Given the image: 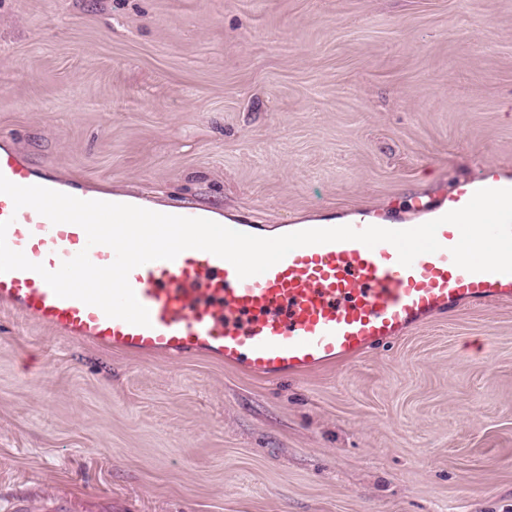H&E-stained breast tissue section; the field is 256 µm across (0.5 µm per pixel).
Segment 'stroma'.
I'll list each match as a JSON object with an SVG mask.
<instances>
[{
  "label": "stroma",
  "mask_w": 512,
  "mask_h": 512,
  "mask_svg": "<svg viewBox=\"0 0 512 512\" xmlns=\"http://www.w3.org/2000/svg\"><path fill=\"white\" fill-rule=\"evenodd\" d=\"M271 226L512 176V0H0V144ZM512 512V302L300 377L0 308V512Z\"/></svg>",
  "instance_id": "35a3bbf8"
}]
</instances>
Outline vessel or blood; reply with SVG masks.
<instances>
[{
	"label": "vessel or blood",
	"mask_w": 512,
	"mask_h": 512,
	"mask_svg": "<svg viewBox=\"0 0 512 512\" xmlns=\"http://www.w3.org/2000/svg\"><path fill=\"white\" fill-rule=\"evenodd\" d=\"M0 174L22 186L40 185L83 200L100 197L94 188L35 174L7 147H0ZM482 188H512V179L491 173L462 182L447 203L422 213L439 218L465 206ZM4 220L10 223L8 246L48 271L83 250L98 266L115 259L109 246H88L80 226L52 224L0 194ZM459 238L456 226H440V250L417 256L408 267L387 242L372 248L357 241L304 246L244 279L230 262L186 250L174 260L152 261L130 272L129 283L149 311L146 327L56 296L32 270L0 273V305L108 349L173 360L205 354L262 378L300 375L389 343L458 305L512 301V274L472 273L454 263L450 249Z\"/></svg>",
	"instance_id": "vessel-or-blood-1"
}]
</instances>
